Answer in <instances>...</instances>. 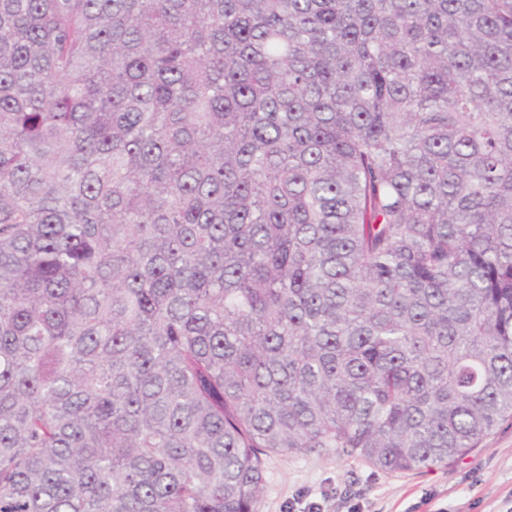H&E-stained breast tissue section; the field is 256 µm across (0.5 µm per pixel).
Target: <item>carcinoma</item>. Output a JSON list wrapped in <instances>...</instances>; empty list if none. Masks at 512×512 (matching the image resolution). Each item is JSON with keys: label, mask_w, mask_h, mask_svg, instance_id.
<instances>
[{"label": "carcinoma", "mask_w": 512, "mask_h": 512, "mask_svg": "<svg viewBox=\"0 0 512 512\" xmlns=\"http://www.w3.org/2000/svg\"><path fill=\"white\" fill-rule=\"evenodd\" d=\"M509 420L512 0H0V512Z\"/></svg>", "instance_id": "carcinoma-1"}]
</instances>
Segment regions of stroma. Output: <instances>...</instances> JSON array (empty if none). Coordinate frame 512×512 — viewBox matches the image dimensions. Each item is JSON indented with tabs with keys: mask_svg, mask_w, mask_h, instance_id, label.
<instances>
[{
	"mask_svg": "<svg viewBox=\"0 0 512 512\" xmlns=\"http://www.w3.org/2000/svg\"><path fill=\"white\" fill-rule=\"evenodd\" d=\"M257 512H512V424L464 460L387 473L332 448L266 457Z\"/></svg>",
	"mask_w": 512,
	"mask_h": 512,
	"instance_id": "obj_1",
	"label": "stroma"
}]
</instances>
